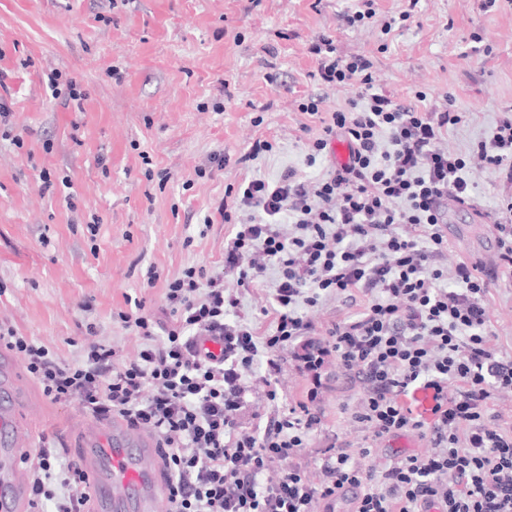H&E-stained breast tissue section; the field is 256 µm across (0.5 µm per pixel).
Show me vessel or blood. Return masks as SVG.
Returning a JSON list of instances; mask_svg holds the SVG:
<instances>
[{
    "mask_svg": "<svg viewBox=\"0 0 512 512\" xmlns=\"http://www.w3.org/2000/svg\"><path fill=\"white\" fill-rule=\"evenodd\" d=\"M0 381V512H28L20 451L33 432L21 414L14 385ZM79 461L90 488L93 512H153L162 494L161 460L152 437L129 426L98 421L80 429Z\"/></svg>",
    "mask_w": 512,
    "mask_h": 512,
    "instance_id": "b4317fda",
    "label": "vessel or blood"
}]
</instances>
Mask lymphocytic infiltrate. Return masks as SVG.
<instances>
[{
	"mask_svg": "<svg viewBox=\"0 0 512 512\" xmlns=\"http://www.w3.org/2000/svg\"><path fill=\"white\" fill-rule=\"evenodd\" d=\"M311 51L323 57L320 79L350 85L355 95L346 110L324 116L318 101L307 104L322 124L308 158L329 154L338 139L349 145L348 164L329 163L312 180L290 169L239 189L222 268L190 267L166 282L171 323L124 315L144 340L135 360L118 361L90 324L70 360L2 321L0 347L50 402L150 430L171 512H331L349 491L352 512H512V431L488 413L496 395L512 393V356L497 347L485 308L490 289L512 282V113L457 155L441 146L462 120L454 98L439 112L405 105L374 92L370 60L335 57L329 40ZM475 165L499 174L491 216L497 261H463L450 276L437 263L448 245V204L475 207L478 190L465 176ZM228 274L247 286L271 284V333L238 318ZM329 295H360L365 306L321 331L306 311ZM212 335L224 339L218 361L195 346ZM262 352L259 383L269 399L285 355L309 388L304 400L245 428L238 416ZM332 365L364 382L352 417L367 434L356 446L322 448L314 483L291 460L322 427L315 402ZM422 385L435 391L429 422L404 401ZM404 435L425 440L429 451L373 463L375 443ZM29 496L33 512L47 503L52 512H88L80 463L46 436L30 460Z\"/></svg>",
	"mask_w": 512,
	"mask_h": 512,
	"instance_id": "1",
	"label": "lymphocytic infiltrate"
}]
</instances>
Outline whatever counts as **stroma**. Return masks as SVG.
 <instances>
[{
    "mask_svg": "<svg viewBox=\"0 0 512 512\" xmlns=\"http://www.w3.org/2000/svg\"><path fill=\"white\" fill-rule=\"evenodd\" d=\"M359 0H0V73L11 114L0 123V320L65 358L86 324L130 361L142 339L120 317L128 299L161 314L167 279L195 266L219 268L231 237L222 210L252 178L276 180L308 165L321 132L307 99L346 107L351 87L317 75L313 44L331 39L343 58L373 63L374 85L395 100L435 110L453 96L462 123L443 147L468 154L512 109V4L480 0H372L373 15L348 24ZM76 80L81 111L64 108L48 78ZM272 151L250 157L256 140ZM478 209L448 210L440 264L490 259L499 202L494 172L469 171ZM158 279L147 286L146 273ZM226 288L260 333L269 290ZM491 328L512 354V287L486 297ZM276 401L256 389L239 422L303 399L306 381L283 364ZM361 384L330 380L319 397L323 426L295 457L318 480L317 449L351 444L366 431L351 411ZM25 414L61 452L78 446L89 416L54 404L25 380Z\"/></svg>",
    "mask_w": 512,
    "mask_h": 512,
    "instance_id": "1",
    "label": "stroma"
}]
</instances>
